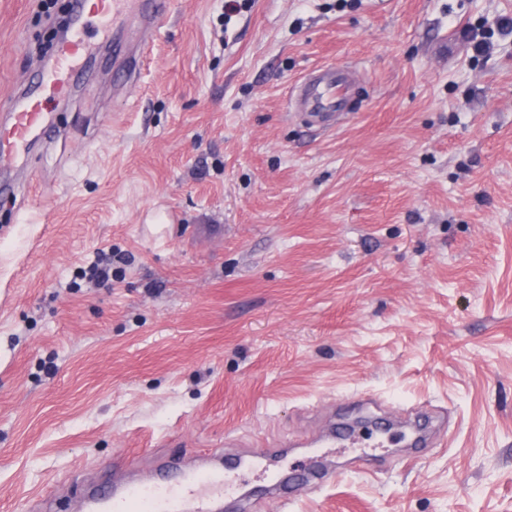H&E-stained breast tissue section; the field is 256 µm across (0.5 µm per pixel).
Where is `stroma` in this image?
Wrapping results in <instances>:
<instances>
[{"label":"stroma","instance_id":"obj_1","mask_svg":"<svg viewBox=\"0 0 512 512\" xmlns=\"http://www.w3.org/2000/svg\"><path fill=\"white\" fill-rule=\"evenodd\" d=\"M73 3L0 0V99ZM224 3L170 0L142 59L126 20L135 74L48 96L9 172L0 512L275 448L332 477L252 512H512V0ZM318 66L358 72L327 130L289 103ZM358 396L448 425L312 447Z\"/></svg>","mask_w":512,"mask_h":512}]
</instances>
